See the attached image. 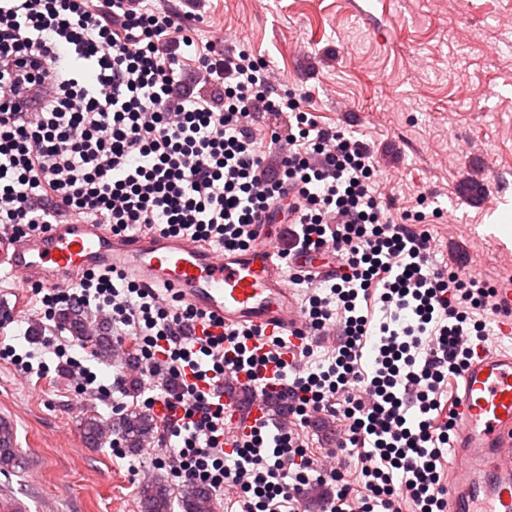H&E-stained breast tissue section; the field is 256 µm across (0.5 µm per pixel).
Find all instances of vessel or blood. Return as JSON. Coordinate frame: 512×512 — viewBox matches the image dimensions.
Here are the masks:
<instances>
[{
	"label": "vessel or blood",
	"mask_w": 512,
	"mask_h": 512,
	"mask_svg": "<svg viewBox=\"0 0 512 512\" xmlns=\"http://www.w3.org/2000/svg\"><path fill=\"white\" fill-rule=\"evenodd\" d=\"M104 260L140 287L173 289L225 326L249 325L280 336L300 327L278 244L265 232L246 248L220 254L182 238L115 236L78 217L38 237L0 233V279L51 283L58 274H78ZM265 376L263 385L243 373L213 385L224 406L227 439L267 417L264 393L285 392L276 366ZM456 402L452 452L460 474L448 481V512H512V352L479 346L460 375Z\"/></svg>",
	"instance_id": "vessel-or-blood-1"
}]
</instances>
